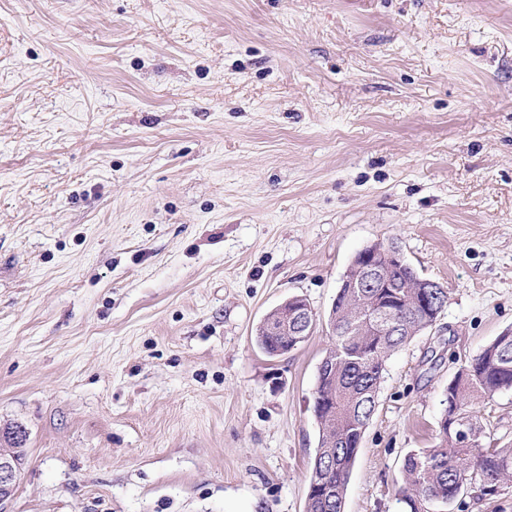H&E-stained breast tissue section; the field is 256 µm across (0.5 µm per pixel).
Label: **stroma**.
<instances>
[{
    "label": "stroma",
    "instance_id": "35a3bbf8",
    "mask_svg": "<svg viewBox=\"0 0 512 512\" xmlns=\"http://www.w3.org/2000/svg\"><path fill=\"white\" fill-rule=\"evenodd\" d=\"M375 242L448 303L387 361L344 512H406L449 381L512 330V0H0V512H305ZM292 296L316 325L268 356ZM481 414L512 444V391ZM18 474L19 460L17 453L0 449V504L14 494Z\"/></svg>",
    "mask_w": 512,
    "mask_h": 512
}]
</instances>
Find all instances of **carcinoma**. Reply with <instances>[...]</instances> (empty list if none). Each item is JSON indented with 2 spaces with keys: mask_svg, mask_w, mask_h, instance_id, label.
<instances>
[{
  "mask_svg": "<svg viewBox=\"0 0 512 512\" xmlns=\"http://www.w3.org/2000/svg\"><path fill=\"white\" fill-rule=\"evenodd\" d=\"M389 281L396 287L383 289L397 299L393 315L397 328L384 336L352 321L357 309L378 299L376 288H341L327 326L334 344L318 372L315 395L321 399L319 441L305 512H343L344 499L363 434L376 409V397L388 357L405 346L425 323L418 316L420 293L402 284L414 277L410 267L393 269ZM257 343L267 354L288 353L296 347L290 337L270 336L264 328ZM512 390V331L495 337L448 382V411L438 423L433 447L410 453L404 464L405 484L398 494L409 512H435L471 487L499 486L512 477V444L484 443L485 427L474 410V400H492ZM457 411L469 432L462 445L448 433V412Z\"/></svg>",
  "mask_w": 512,
  "mask_h": 512,
  "instance_id": "obj_1",
  "label": "carcinoma"
}]
</instances>
